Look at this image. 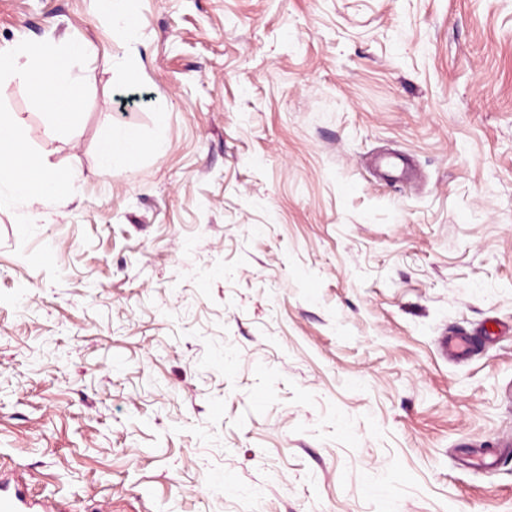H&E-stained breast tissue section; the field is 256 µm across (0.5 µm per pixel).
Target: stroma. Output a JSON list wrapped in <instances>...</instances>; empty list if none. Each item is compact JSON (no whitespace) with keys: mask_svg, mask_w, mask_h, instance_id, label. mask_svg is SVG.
<instances>
[{"mask_svg":"<svg viewBox=\"0 0 512 512\" xmlns=\"http://www.w3.org/2000/svg\"><path fill=\"white\" fill-rule=\"evenodd\" d=\"M125 8L132 42L0 0V49L77 40L89 87L66 136L4 98L84 182L25 244L0 209V472L69 512H512V0Z\"/></svg>","mask_w":512,"mask_h":512,"instance_id":"stroma-1","label":"stroma"}]
</instances>
